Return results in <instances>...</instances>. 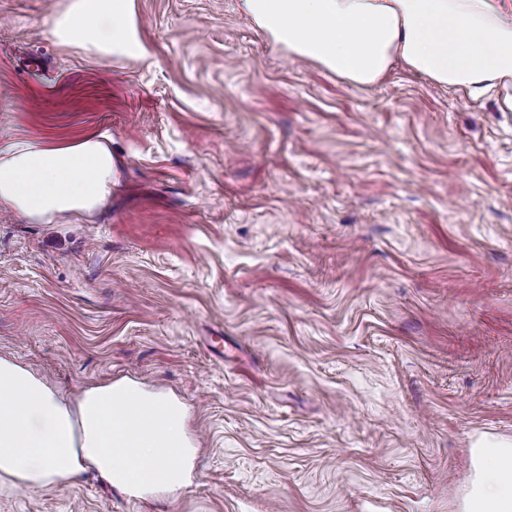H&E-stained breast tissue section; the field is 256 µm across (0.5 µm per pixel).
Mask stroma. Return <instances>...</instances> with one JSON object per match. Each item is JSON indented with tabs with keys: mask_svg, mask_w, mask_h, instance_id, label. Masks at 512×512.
I'll use <instances>...</instances> for the list:
<instances>
[{
	"mask_svg": "<svg viewBox=\"0 0 512 512\" xmlns=\"http://www.w3.org/2000/svg\"><path fill=\"white\" fill-rule=\"evenodd\" d=\"M0 0V139L112 138L102 209H0V355L189 409L187 486L0 487V512H460L512 441V112L402 64L356 87L238 0H134L148 59Z\"/></svg>",
	"mask_w": 512,
	"mask_h": 512,
	"instance_id": "35a3bbf8",
	"label": "stroma"
}]
</instances>
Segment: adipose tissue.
Instances as JSON below:
<instances>
[{
    "label": "adipose tissue",
    "instance_id": "adipose-tissue-1",
    "mask_svg": "<svg viewBox=\"0 0 512 512\" xmlns=\"http://www.w3.org/2000/svg\"><path fill=\"white\" fill-rule=\"evenodd\" d=\"M270 41L355 85L381 80L394 62L451 90L512 111V13L503 0H239ZM60 44L90 34V52L143 58L133 0H70L49 26ZM112 139L0 143V207L34 224L82 216L112 194ZM195 449L181 404L129 381L69 397L17 361L0 357V483L70 486L94 472L139 499L185 487ZM462 512H512V443L476 448ZM155 469L153 481H136Z\"/></svg>",
    "mask_w": 512,
    "mask_h": 512
}]
</instances>
